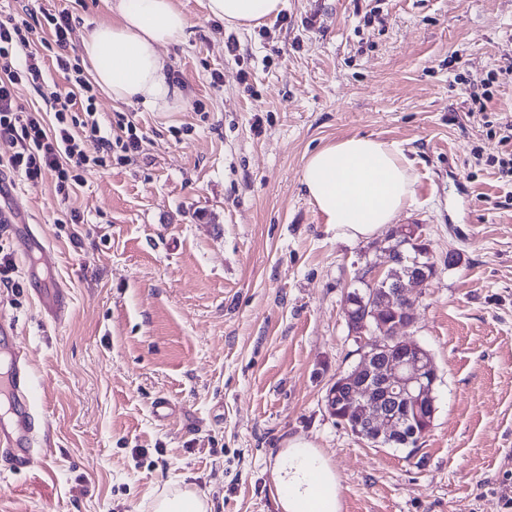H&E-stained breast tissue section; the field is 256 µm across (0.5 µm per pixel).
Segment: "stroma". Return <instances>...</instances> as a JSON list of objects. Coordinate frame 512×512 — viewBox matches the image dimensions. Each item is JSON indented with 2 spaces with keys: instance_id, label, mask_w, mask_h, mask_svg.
<instances>
[{
  "instance_id": "35a3bbf8",
  "label": "stroma",
  "mask_w": 512,
  "mask_h": 512,
  "mask_svg": "<svg viewBox=\"0 0 512 512\" xmlns=\"http://www.w3.org/2000/svg\"><path fill=\"white\" fill-rule=\"evenodd\" d=\"M204 2L176 0L190 20L166 49L180 111L96 92L103 132L141 138L133 160L86 172L66 201L52 180L0 177L19 284L0 288L17 329L0 336V370L18 344L51 440L26 466L0 458V512H150L174 487L211 512H282L273 463L296 438L328 459L340 512H512V179L498 137L512 124V0H284L247 29ZM9 6L37 42L47 9L68 10L77 45L112 19L106 0ZM354 135L412 161L396 222H422L437 268L409 287L415 319L399 330L438 370L412 450L358 439L324 404L358 360L345 297L392 266L389 233L337 239L301 183L312 152ZM26 234L46 272L17 253ZM49 286L63 318L40 302Z\"/></svg>"
}]
</instances>
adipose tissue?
<instances>
[{"label":"adipose tissue","mask_w":512,"mask_h":512,"mask_svg":"<svg viewBox=\"0 0 512 512\" xmlns=\"http://www.w3.org/2000/svg\"><path fill=\"white\" fill-rule=\"evenodd\" d=\"M114 20L97 25L81 42L94 81L113 101L136 102L157 112L182 105L166 47L178 43L190 21L175 0H106ZM284 0H206L208 17L230 28H249L277 16ZM311 202L341 240L381 234L409 204L412 164L394 144L351 136L314 151L302 171ZM283 512H338V483L326 458L305 440L290 442L275 458Z\"/></svg>","instance_id":"1"}]
</instances>
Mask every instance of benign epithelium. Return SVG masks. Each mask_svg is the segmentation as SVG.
I'll return each mask as SVG.
<instances>
[{
	"instance_id": "benign-epithelium-1",
	"label": "benign epithelium",
	"mask_w": 512,
	"mask_h": 512,
	"mask_svg": "<svg viewBox=\"0 0 512 512\" xmlns=\"http://www.w3.org/2000/svg\"><path fill=\"white\" fill-rule=\"evenodd\" d=\"M436 271L426 268L410 272L407 279L390 281L380 271L367 270L364 279L372 293L367 309L373 325L357 320L353 301L345 303L349 328L358 344V361L347 370H339L325 396V407L334 413L338 406L347 409L350 424L346 429L355 436L382 445H410L418 427H428L435 415L431 389L438 373L431 352L421 344L398 335L403 320L391 326L386 315L412 304L406 282L424 285Z\"/></svg>"
}]
</instances>
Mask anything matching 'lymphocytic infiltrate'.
Here are the masks:
<instances>
[{"label":"lymphocytic infiltrate","mask_w":512,"mask_h":512,"mask_svg":"<svg viewBox=\"0 0 512 512\" xmlns=\"http://www.w3.org/2000/svg\"><path fill=\"white\" fill-rule=\"evenodd\" d=\"M44 18L52 28L57 67L72 74V88L63 95H50L54 124H47L40 110H22L17 92L26 85L42 89L44 55L32 48L33 29L27 21L0 20V138L13 147L11 154L0 156V174L10 173L33 184L52 179L56 193L66 199L83 183L85 172L106 167L113 149L129 154L140 145L133 133L124 139L103 135L95 117L94 88L72 59L68 11L48 12ZM88 141L97 145L95 156L84 150Z\"/></svg>","instance_id":"f902f5d3"}]
</instances>
